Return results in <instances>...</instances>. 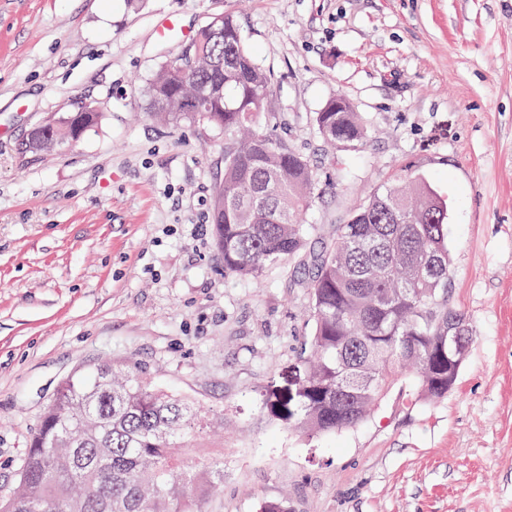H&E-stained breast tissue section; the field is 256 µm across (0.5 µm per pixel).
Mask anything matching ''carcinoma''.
Wrapping results in <instances>:
<instances>
[{"label": "carcinoma", "instance_id": "carcinoma-1", "mask_svg": "<svg viewBox=\"0 0 512 512\" xmlns=\"http://www.w3.org/2000/svg\"><path fill=\"white\" fill-rule=\"evenodd\" d=\"M192 68L164 63L148 84L149 108L175 125L224 131V174L213 187V236L224 273L258 279L293 260L308 272L310 350L292 400L272 394L269 415L307 436L356 427L400 381L441 398L460 367L448 358V323L462 344L473 327L448 307L452 269L448 203L423 172L405 168L346 209L330 243L307 247L317 172L279 127L262 122L271 74L246 51L236 19L220 14L191 41ZM99 119L92 103L53 117L27 139L51 151ZM336 167V152L366 140L360 113L344 97L313 117ZM211 423L188 400L141 380L133 368L103 362L64 379L42 414L17 489L0 512H201L196 498L224 483V458L207 469L180 466L186 439Z\"/></svg>", "mask_w": 512, "mask_h": 512}]
</instances>
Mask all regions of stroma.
Wrapping results in <instances>:
<instances>
[{"instance_id":"obj_1","label":"stroma","mask_w":512,"mask_h":512,"mask_svg":"<svg viewBox=\"0 0 512 512\" xmlns=\"http://www.w3.org/2000/svg\"><path fill=\"white\" fill-rule=\"evenodd\" d=\"M233 15L272 75L264 121L322 166L312 117L346 98L368 127L351 178L308 212L311 246L401 167L448 200L449 304L473 327L437 401L412 380L358 426L270 422L311 333L293 264L225 274L210 202L222 131L166 124L146 86L184 46L154 36ZM94 103L48 153L32 128ZM109 360L223 418L184 467L224 458L201 512H512V0H0V496L68 375Z\"/></svg>"}]
</instances>
